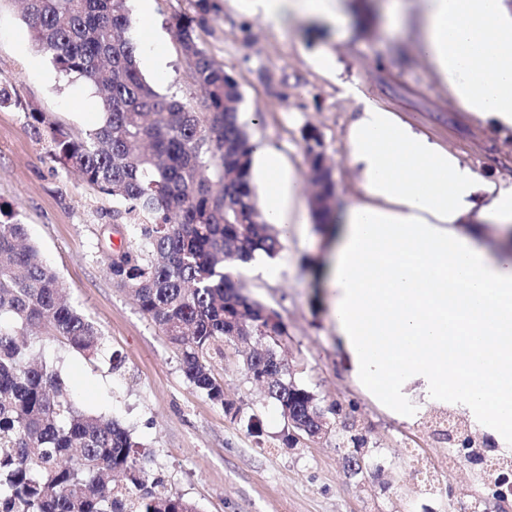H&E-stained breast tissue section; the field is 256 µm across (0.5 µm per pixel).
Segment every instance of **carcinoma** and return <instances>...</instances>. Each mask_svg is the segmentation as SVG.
<instances>
[{
	"label": "carcinoma",
	"mask_w": 512,
	"mask_h": 512,
	"mask_svg": "<svg viewBox=\"0 0 512 512\" xmlns=\"http://www.w3.org/2000/svg\"><path fill=\"white\" fill-rule=\"evenodd\" d=\"M129 0H25L34 46L101 100L102 120L75 136L32 112L48 156L123 206L134 242L106 255L117 286L158 324L195 389L231 413L209 361L218 342L284 339L280 315L242 294L232 268L258 250L282 248L255 203L252 144L239 118L238 83L199 43L216 9L195 0L179 28L181 51L205 94L207 111L160 94L141 74ZM317 224L330 222L334 183L322 143L306 145ZM106 359L103 334L62 294L59 279L13 209L0 204V512H197L180 495L153 491L133 457L136 443L114 418L77 408L59 374L35 359L29 337ZM244 372L267 375L266 395L283 417L310 425L309 391L255 355Z\"/></svg>",
	"instance_id": "cac0c4a2"
}]
</instances>
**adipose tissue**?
I'll use <instances>...</instances> for the list:
<instances>
[{"label":"adipose tissue","mask_w":512,"mask_h":512,"mask_svg":"<svg viewBox=\"0 0 512 512\" xmlns=\"http://www.w3.org/2000/svg\"><path fill=\"white\" fill-rule=\"evenodd\" d=\"M242 2L270 22L342 10L340 0ZM415 47L464 111L512 131V0H428ZM253 156L265 221L312 223L282 157L260 143ZM344 156L364 198L336 230L324 285L354 376L398 418L412 417L415 393L466 411L496 441L512 438V253L479 236L512 225V184L485 180L369 102Z\"/></svg>","instance_id":"adipose-tissue-1"}]
</instances>
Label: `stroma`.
Listing matches in <instances>:
<instances>
[{"label": "stroma", "instance_id": "35a3bbf8", "mask_svg": "<svg viewBox=\"0 0 512 512\" xmlns=\"http://www.w3.org/2000/svg\"><path fill=\"white\" fill-rule=\"evenodd\" d=\"M217 10L199 29V41L238 83L240 119L251 140L263 141L306 183L304 137L317 134L333 164L336 208L362 199L357 175L343 161L356 109L342 98L352 85L360 98L384 107L454 153L488 180L512 179V136L463 111L447 85L415 52L424 0H401L397 25L369 0L372 19L359 27L343 22L275 24L241 10L237 0H214ZM192 0H153L149 18H137L139 48L159 43L164 71L142 67L157 91L205 109V97L184 59L176 27L192 16ZM333 46L335 70L315 63ZM0 86L14 105L0 109V202L27 226L29 240L57 273L72 305L101 331L121 363H92L58 343L43 347L77 407L113 416L139 444L136 457L164 491L182 495L198 512H460L486 499L490 482L467 460L448 464V444L433 434L447 407L424 408L412 421L392 415L355 380L350 359L329 316L323 270L331 236L314 225L280 234L273 258L277 276L251 262L236 271L244 293L281 316L288 341L280 356L294 380L321 407L341 405L367 440L372 474L349 475L344 434L288 447L285 420L263 390L249 380L235 347L221 346L211 365L224 397L239 409L225 413L185 378L176 349L116 287L106 253L130 237L128 226L108 218L110 196L85 185L51 162L31 113L43 112L82 134L93 125L99 99L81 81L59 72L38 52L15 0H0Z\"/></svg>", "mask_w": 512, "mask_h": 512}]
</instances>
